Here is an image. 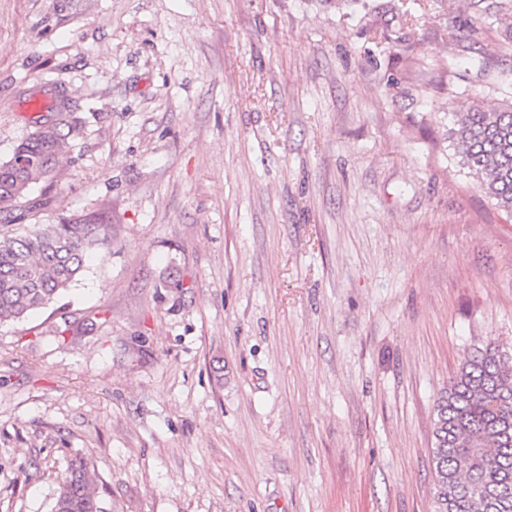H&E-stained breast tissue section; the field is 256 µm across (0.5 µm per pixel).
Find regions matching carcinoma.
Masks as SVG:
<instances>
[{
  "label": "carcinoma",
  "instance_id": "obj_1",
  "mask_svg": "<svg viewBox=\"0 0 512 512\" xmlns=\"http://www.w3.org/2000/svg\"><path fill=\"white\" fill-rule=\"evenodd\" d=\"M459 164L512 215V104L474 106L453 119ZM65 145L58 124H41L16 150L29 164L0 163V212L51 173ZM107 227L87 219L18 231L0 225V321L21 320L50 305L76 280L86 251ZM512 355L489 343L459 365L436 403L433 420L434 512H512ZM53 512H109L88 480L87 463H71Z\"/></svg>",
  "mask_w": 512,
  "mask_h": 512
}]
</instances>
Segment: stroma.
I'll return each mask as SVG.
<instances>
[{
    "label": "stroma",
    "instance_id": "obj_1",
    "mask_svg": "<svg viewBox=\"0 0 512 512\" xmlns=\"http://www.w3.org/2000/svg\"><path fill=\"white\" fill-rule=\"evenodd\" d=\"M68 102L24 227L107 224L0 322V512L71 459L112 512H432L434 407L512 345V219L451 118L512 101V0H0V161Z\"/></svg>",
    "mask_w": 512,
    "mask_h": 512
}]
</instances>
